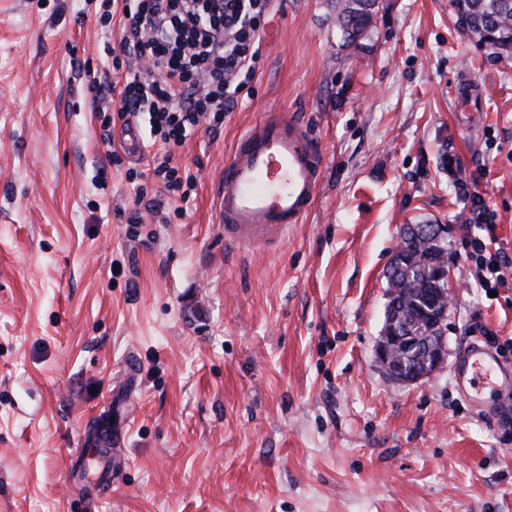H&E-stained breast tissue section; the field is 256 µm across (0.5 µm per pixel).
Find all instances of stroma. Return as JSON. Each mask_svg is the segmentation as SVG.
Returning <instances> with one entry per match:
<instances>
[{
  "instance_id": "1",
  "label": "stroma",
  "mask_w": 512,
  "mask_h": 512,
  "mask_svg": "<svg viewBox=\"0 0 512 512\" xmlns=\"http://www.w3.org/2000/svg\"><path fill=\"white\" fill-rule=\"evenodd\" d=\"M85 0H0V512H512V393L483 415L453 367L512 338V287L468 260L456 157L512 257V56L449 0H380L345 43L333 0H270L262 55L217 131L175 151L173 206L109 165L81 87L119 48ZM312 130L321 184L285 242L234 248L225 160L265 114ZM409 224L454 234L448 356L401 384L375 362ZM119 436L82 477L96 430Z\"/></svg>"
}]
</instances>
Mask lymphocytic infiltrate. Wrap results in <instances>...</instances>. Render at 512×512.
Segmentation results:
<instances>
[{"mask_svg":"<svg viewBox=\"0 0 512 512\" xmlns=\"http://www.w3.org/2000/svg\"><path fill=\"white\" fill-rule=\"evenodd\" d=\"M269 0H99L101 18L118 19L121 53L112 67L86 79L98 109L116 107L120 119L144 117L161 145L151 171L169 193L180 195L196 177L174 163L175 148L201 123L223 124L243 78L260 54ZM125 70L124 82L112 71ZM481 287L512 282V259L495 236L470 241Z\"/></svg>","mask_w":512,"mask_h":512,"instance_id":"f902f5d3","label":"lymphocytic infiltrate"}]
</instances>
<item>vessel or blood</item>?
<instances>
[{
  "label": "vessel or blood",
  "instance_id": "1",
  "mask_svg": "<svg viewBox=\"0 0 512 512\" xmlns=\"http://www.w3.org/2000/svg\"><path fill=\"white\" fill-rule=\"evenodd\" d=\"M322 159L309 127L270 114L240 140L224 163L217 188L224 237L245 246L274 243L309 214L321 180ZM459 392L479 399L486 383L512 387V367L474 345L454 369Z\"/></svg>",
  "mask_w": 512,
  "mask_h": 512
}]
</instances>
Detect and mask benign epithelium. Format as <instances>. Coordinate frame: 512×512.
<instances>
[{"label":"benign epithelium","instance_id":"7a95c632","mask_svg":"<svg viewBox=\"0 0 512 512\" xmlns=\"http://www.w3.org/2000/svg\"><path fill=\"white\" fill-rule=\"evenodd\" d=\"M429 235L441 247L440 259L434 265V278L442 287L418 298L415 308L426 317L438 335L422 340L411 335L408 327L390 317L380 332L375 349L376 362L392 379L413 384L434 377L444 367L447 354L446 325L448 319L451 229L446 224H433Z\"/></svg>","mask_w":512,"mask_h":512}]
</instances>
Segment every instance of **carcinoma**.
Listing matches in <instances>:
<instances>
[{
	"mask_svg": "<svg viewBox=\"0 0 512 512\" xmlns=\"http://www.w3.org/2000/svg\"><path fill=\"white\" fill-rule=\"evenodd\" d=\"M459 28L491 45L500 54H512V0H450ZM337 22L345 42L368 33L378 13V0H336ZM405 250L395 254L388 276L389 303L404 318L413 315L411 295L431 288L429 262L438 254L435 244L403 236Z\"/></svg>",
	"mask_w": 512,
	"mask_h": 512,
	"instance_id": "carcinoma-1",
	"label": "carcinoma"
}]
</instances>
